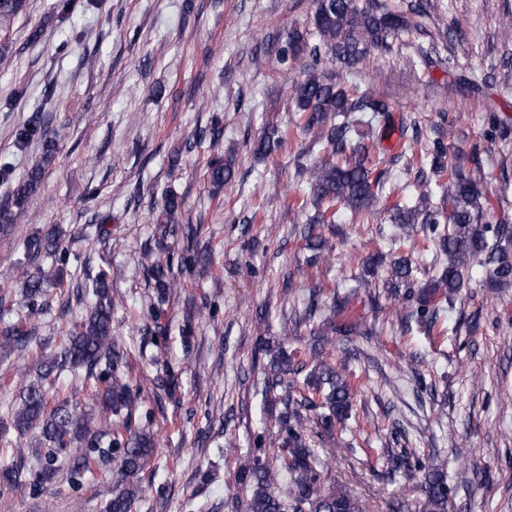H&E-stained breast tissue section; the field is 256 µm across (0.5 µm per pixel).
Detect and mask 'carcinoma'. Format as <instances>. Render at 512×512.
Listing matches in <instances>:
<instances>
[{
	"instance_id": "obj_1",
	"label": "carcinoma",
	"mask_w": 512,
	"mask_h": 512,
	"mask_svg": "<svg viewBox=\"0 0 512 512\" xmlns=\"http://www.w3.org/2000/svg\"><path fill=\"white\" fill-rule=\"evenodd\" d=\"M27 10V0H0V55L10 46V29ZM407 17L393 13L369 0H315L310 26L301 31L288 30L278 50L280 64L289 74V99L300 113V128L312 142L329 150V154L311 165L300 167L305 184L303 193L292 199V207L305 215L301 239L305 248L314 252L313 260L330 258L333 246L320 232L321 226L337 224L340 212L352 217L371 215L383 196L389 180L388 170L379 166L370 154L366 139L384 129L390 104L383 98L362 93L357 86L336 78L326 63L336 62L346 68L360 63L372 50H385L389 38L404 30ZM302 62L300 75H290L296 62ZM285 142L281 130L269 126L253 143V153L260 157L274 155ZM408 150L424 153L430 159V172L435 177L440 202L432 205L433 192H418L417 203L410 207V197L403 196L391 206V222L401 227L420 225L427 239L438 243L448 257L440 275L431 279L427 292L416 307L403 314L401 324L414 319L431 333L437 323L438 310L433 300L448 297L453 304L464 285V272L473 264L485 269L486 279L495 288H512V228L506 224L491 227L493 204L486 195V173L475 160L469 171L457 170L448 156V147L435 141L421 144L414 136ZM56 142L44 141L40 159L14 191L12 204L0 205V236L11 232L25 217L21 204L40 186L45 170L54 162ZM207 179L214 192L224 188L233 176L231 163L217 156L209 160ZM448 207H443V203ZM178 195L168 192L162 198L156 223L163 235H177L180 227ZM447 229L438 232L439 224ZM27 264L19 267V290L0 295V309L7 299L26 314L15 322L0 323V349L25 359L32 352L37 328L31 317L58 301L61 310L87 305L84 319L73 325L54 351L45 355L38 381L19 392L18 408L12 427L18 437L34 435V452L42 460L39 467L24 472L11 469L0 473V483L21 494H36L56 476L53 462L66 449L80 444L82 453L70 470L74 489L95 480L97 466L117 462L116 477L106 490L105 512H131L141 496L143 473L155 447L152 421H141L138 411L140 388L132 382L129 364L122 346L112 330V269L86 274L84 281L71 284L64 276L70 261H79L72 253L66 234L53 228L37 232L24 242ZM52 259L55 273L48 274L40 265L42 258ZM203 262L192 238L179 252L163 257L146 253L142 265L154 281L158 298L180 287L173 269L193 273ZM408 260L400 257L391 262V279L386 281L389 296H399L408 284ZM59 289L58 298L48 292ZM323 284L316 281L308 288L302 309L293 310L294 326L319 320L309 330L315 340L309 347V359L296 361L283 350L265 346L269 355L264 368L262 392L276 409L275 422L281 437V448L265 447L262 436L254 439L253 448L240 454L236 481L248 489L245 512H362L359 501L343 486L325 487V462L312 445L308 424H315V434H331L336 425L351 419L358 393L353 375L336 367L335 357L325 347L321 336L325 329H336L344 336H362L366 331L357 325L336 327L334 321L319 318V300ZM74 377L71 387L62 391L57 382L62 372ZM303 376L299 391L292 390L285 375ZM93 396L101 407L97 413L78 407L82 392ZM408 448L381 449L388 463L385 477L394 483H420L422 498L415 502L414 512H450L452 507L448 472L439 465H413Z\"/></svg>"
}]
</instances>
